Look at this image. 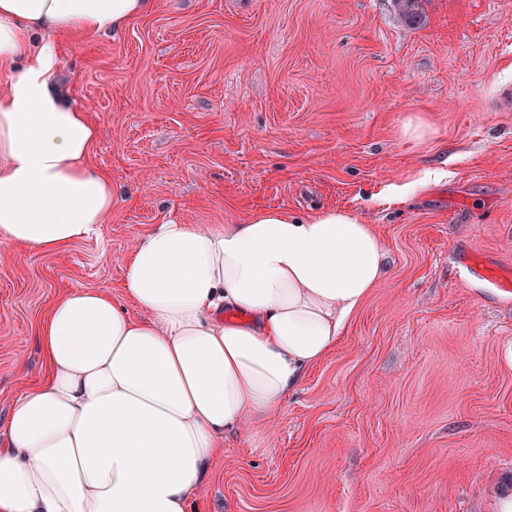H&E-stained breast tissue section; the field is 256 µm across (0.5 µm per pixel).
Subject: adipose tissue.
<instances>
[{"label":"adipose tissue","mask_w":512,"mask_h":512,"mask_svg":"<svg viewBox=\"0 0 512 512\" xmlns=\"http://www.w3.org/2000/svg\"><path fill=\"white\" fill-rule=\"evenodd\" d=\"M155 0H0V242L94 237L112 181L99 131L52 87L57 39L121 30ZM355 212L261 209L136 238L122 299L77 287L38 330L48 370L0 443V512H193L224 436L266 418L386 272Z\"/></svg>","instance_id":"obj_1"}]
</instances>
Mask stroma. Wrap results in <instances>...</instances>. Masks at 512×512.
<instances>
[{"mask_svg":"<svg viewBox=\"0 0 512 512\" xmlns=\"http://www.w3.org/2000/svg\"><path fill=\"white\" fill-rule=\"evenodd\" d=\"M156 0L116 34L58 39V88L112 181L98 238L0 243V429L45 365L63 292L120 297L161 224L347 208L384 278L268 419L226 435L198 512H498L512 476V0ZM421 116L430 138L399 129Z\"/></svg>","mask_w":512,"mask_h":512,"instance_id":"1","label":"stroma"}]
</instances>
